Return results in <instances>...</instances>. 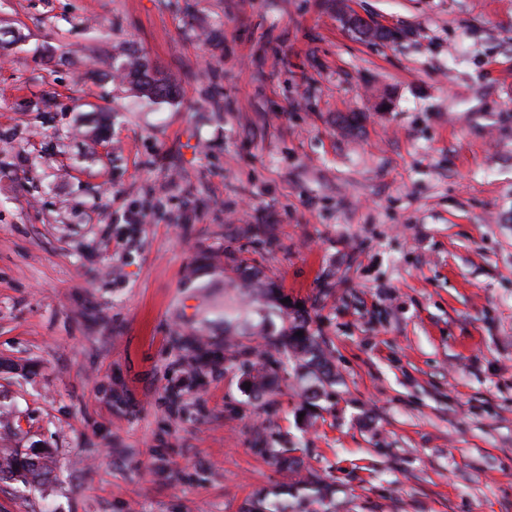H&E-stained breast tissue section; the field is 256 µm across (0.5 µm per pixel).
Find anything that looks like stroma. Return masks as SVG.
<instances>
[{
  "label": "stroma",
  "mask_w": 512,
  "mask_h": 512,
  "mask_svg": "<svg viewBox=\"0 0 512 512\" xmlns=\"http://www.w3.org/2000/svg\"><path fill=\"white\" fill-rule=\"evenodd\" d=\"M1 30L0 447L54 473L0 512H246L270 448L330 512H512V0H0ZM245 270L323 340L319 399L225 328Z\"/></svg>",
  "instance_id": "1"
}]
</instances>
